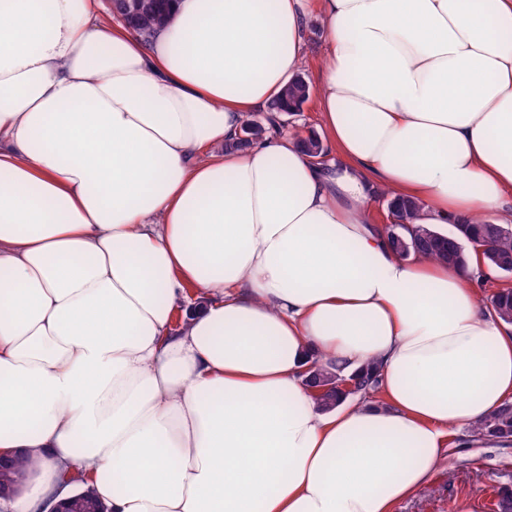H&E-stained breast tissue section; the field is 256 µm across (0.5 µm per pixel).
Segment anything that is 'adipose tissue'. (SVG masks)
<instances>
[{"instance_id": "ef3b65f1", "label": "adipose tissue", "mask_w": 512, "mask_h": 512, "mask_svg": "<svg viewBox=\"0 0 512 512\" xmlns=\"http://www.w3.org/2000/svg\"><path fill=\"white\" fill-rule=\"evenodd\" d=\"M171 4L146 40L0 0V449L35 462L7 508L80 472L110 512H394L512 401V325L371 203L512 222V0H318L328 169L223 148L299 69L309 0ZM318 358L377 362L374 394L319 408Z\"/></svg>"}]
</instances>
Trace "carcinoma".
Returning <instances> with one entry per match:
<instances>
[{"instance_id": "carcinoma-1", "label": "carcinoma", "mask_w": 512, "mask_h": 512, "mask_svg": "<svg viewBox=\"0 0 512 512\" xmlns=\"http://www.w3.org/2000/svg\"><path fill=\"white\" fill-rule=\"evenodd\" d=\"M169 0H112L110 12L122 18L138 34L149 37L168 21ZM311 96V85L302 76L292 77L279 96L269 105V111L299 112ZM401 224L386 226L384 230L394 250L401 256L420 255L443 260L462 269L475 263L495 271L501 284L487 298L497 316L512 324V225L509 224H454L444 231L416 219L420 204L411 199L394 200ZM353 382L348 394L341 392L344 380ZM378 384V364L371 363L352 376L341 369H333L319 360L306 379L318 407L329 410L347 396L365 395ZM477 433L498 438L512 436V402H506L494 414L473 425Z\"/></svg>"}]
</instances>
